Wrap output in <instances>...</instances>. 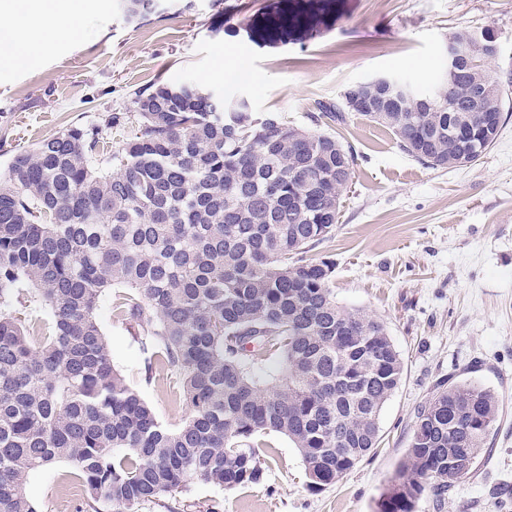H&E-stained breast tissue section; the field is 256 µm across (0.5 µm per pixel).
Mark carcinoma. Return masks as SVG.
<instances>
[{
	"label": "carcinoma",
	"mask_w": 512,
	"mask_h": 512,
	"mask_svg": "<svg viewBox=\"0 0 512 512\" xmlns=\"http://www.w3.org/2000/svg\"><path fill=\"white\" fill-rule=\"evenodd\" d=\"M142 23L156 0H121ZM490 79L470 69L465 99ZM131 138L105 159L102 129L71 125L17 152L0 173V512H37L30 473L72 463L78 512H136L200 481L260 485L267 437L284 436L319 493L379 440L405 366L382 319L336 302L333 264L307 253L335 231L353 153L335 136L274 113L230 112L195 84L132 93ZM343 120L346 103H320ZM431 167L458 166L448 133L466 114L410 100L361 112ZM479 161L500 131L474 129ZM142 328L149 362L175 377L189 414L163 423L112 365L96 318L102 293ZM45 321L23 317L21 296ZM497 394L439 383L417 409L405 456L376 512L442 510L498 421Z\"/></svg>",
	"instance_id": "obj_1"
}]
</instances>
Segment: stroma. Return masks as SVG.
<instances>
[{"mask_svg":"<svg viewBox=\"0 0 512 512\" xmlns=\"http://www.w3.org/2000/svg\"><path fill=\"white\" fill-rule=\"evenodd\" d=\"M160 18L127 23L119 0H83L68 35H30L33 50L0 57V172L14 154L77 122L102 126L132 106L133 89L193 83L258 115L318 127L350 146L353 178L331 239L312 254L335 264L338 303L382 319L405 363L380 415L377 448L321 493L306 487L301 459L273 437L264 484L224 490L203 482L138 512H375L403 459L414 413L447 376L493 390L501 421L475 475L443 512H499L512 497V116L474 165L433 168L403 151L387 128L348 114L313 124L316 102L378 74L420 87L439 76L449 37L492 29L489 70L512 74V0H161ZM112 363L169 425L186 408L173 389L147 381L144 354L104 292L97 311ZM66 461L31 472L37 512H76L84 498Z\"/></svg>","mask_w":512,"mask_h":512,"instance_id":"stroma-1","label":"stroma"}]
</instances>
